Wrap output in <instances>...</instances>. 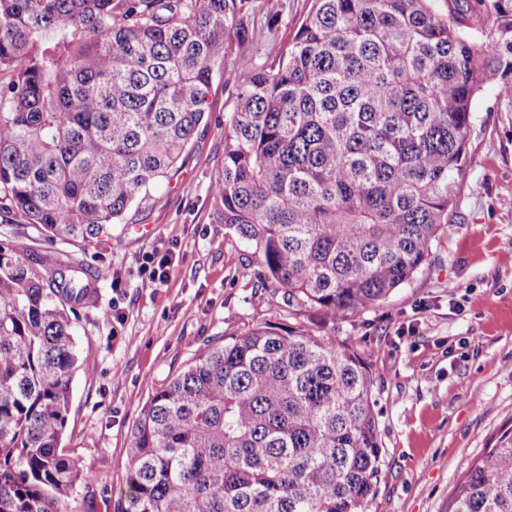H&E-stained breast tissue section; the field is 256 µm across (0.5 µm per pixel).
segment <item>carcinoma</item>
I'll list each match as a JSON object with an SVG mask.
<instances>
[{
    "label": "carcinoma",
    "mask_w": 512,
    "mask_h": 512,
    "mask_svg": "<svg viewBox=\"0 0 512 512\" xmlns=\"http://www.w3.org/2000/svg\"><path fill=\"white\" fill-rule=\"evenodd\" d=\"M278 60L264 0H0V512H61L74 322L107 270L88 248L173 180L215 77L234 87L216 220L264 287L331 321L385 301L453 222L473 104L512 108V0H310ZM373 371L352 345L266 321L217 336L143 404L117 512H365L382 457ZM450 512H512V428ZM16 226H8L7 224H0V234L5 232V229L11 232H19L18 235H22L20 239L26 243L31 251L42 253L49 248L52 249H71L73 248L71 245L64 243L60 240H56L54 242L48 241L44 236L38 235L36 232L32 231L30 228L23 229L22 227ZM24 233L26 236H24Z\"/></svg>",
    "instance_id": "obj_1"
}]
</instances>
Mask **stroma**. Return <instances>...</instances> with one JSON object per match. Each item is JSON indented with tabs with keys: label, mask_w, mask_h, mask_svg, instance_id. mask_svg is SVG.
Instances as JSON below:
<instances>
[{
	"label": "stroma",
	"mask_w": 512,
	"mask_h": 512,
	"mask_svg": "<svg viewBox=\"0 0 512 512\" xmlns=\"http://www.w3.org/2000/svg\"><path fill=\"white\" fill-rule=\"evenodd\" d=\"M266 7L282 22L272 35L257 25L255 47L272 61L310 0ZM233 93L214 78L205 119L159 204L133 206L135 224L88 250L110 275L96 308L76 323L79 362L61 445L82 476L69 512L87 500L95 512H116L131 429L148 397L209 339L264 320L356 343L371 365L383 463L366 512H450L471 467L512 427V109L496 85L477 97L457 216L429 262L384 302L328 324L309 307L287 313L261 287L253 246L214 220ZM152 253L171 258L164 279L140 270Z\"/></svg>",
	"instance_id": "1"
}]
</instances>
